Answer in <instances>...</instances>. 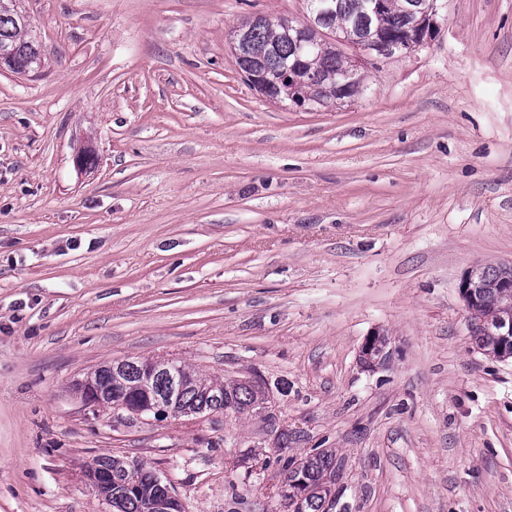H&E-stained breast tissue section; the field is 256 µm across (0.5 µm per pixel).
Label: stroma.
<instances>
[{
	"label": "stroma",
	"instance_id": "1",
	"mask_svg": "<svg viewBox=\"0 0 512 512\" xmlns=\"http://www.w3.org/2000/svg\"><path fill=\"white\" fill-rule=\"evenodd\" d=\"M19 7L45 64L0 70V512H112L102 456L184 512H279L284 461L325 448L332 512H512V360L458 291L512 265V0H441L423 48L314 111L259 95L226 39L301 0ZM125 358L283 389L269 421L84 409L75 381ZM381 337L382 336L380 334L371 336L363 346L361 357L363 361L362 365L365 368L376 369L386 363L389 357V351L383 349L381 344L383 345L384 343H388V338L383 336L381 339ZM380 339L381 344L379 343Z\"/></svg>",
	"mask_w": 512,
	"mask_h": 512
}]
</instances>
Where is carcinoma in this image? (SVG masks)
<instances>
[{"instance_id": "obj_1", "label": "carcinoma", "mask_w": 512, "mask_h": 512, "mask_svg": "<svg viewBox=\"0 0 512 512\" xmlns=\"http://www.w3.org/2000/svg\"><path fill=\"white\" fill-rule=\"evenodd\" d=\"M363 0H333V10L314 20L316 32L297 45L288 37L290 18L265 16L243 22L249 29L253 51L247 62H237L242 72L257 70L279 82L288 70L297 68L296 82L275 95L273 102H291L307 110L343 103L348 96L336 90V81L353 69V53L365 31L388 42H404L416 34L413 24L419 16L407 14L408 0H387V9L370 18L362 14ZM25 16L0 0V46L11 51L3 62L7 70H23L41 59L38 42L31 36ZM509 303L495 288H485L479 296L478 311L489 313ZM484 354L495 359L504 352L498 336H484L479 343ZM175 371L188 382L174 394L172 411L192 419L229 412L254 414L269 402L267 383L232 381L222 383L189 370L173 360ZM149 373V361L133 359L125 370L115 372L107 363L86 376L91 381L84 394L109 405L125 404L133 410L147 409L156 398L170 393L168 379L153 375L149 385L143 378ZM92 486L112 505V512H182L173 487L152 470L116 456L101 457L89 468ZM336 462L333 454L321 451L300 460H286L280 475L279 496L287 501L289 512H330L336 500Z\"/></svg>"}]
</instances>
